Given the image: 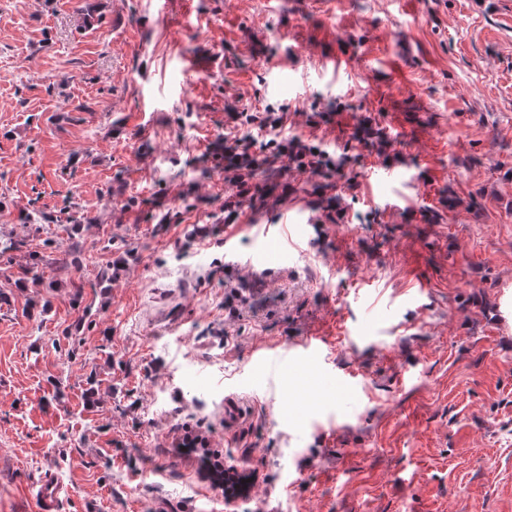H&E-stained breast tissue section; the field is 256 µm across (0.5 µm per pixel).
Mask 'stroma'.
<instances>
[{"instance_id": "obj_1", "label": "stroma", "mask_w": 512, "mask_h": 512, "mask_svg": "<svg viewBox=\"0 0 512 512\" xmlns=\"http://www.w3.org/2000/svg\"><path fill=\"white\" fill-rule=\"evenodd\" d=\"M238 94L340 161L344 219L289 177L265 269L213 157ZM0 236L27 243L0 258V512L48 475L62 512H512V0H0ZM391 300L402 330L347 348ZM311 334L362 391L264 390L256 348ZM208 460L248 495L225 507Z\"/></svg>"}]
</instances>
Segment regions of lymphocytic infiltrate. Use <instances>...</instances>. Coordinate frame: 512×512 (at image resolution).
<instances>
[{
    "label": "lymphocytic infiltrate",
    "instance_id": "lymphocytic-infiltrate-1",
    "mask_svg": "<svg viewBox=\"0 0 512 512\" xmlns=\"http://www.w3.org/2000/svg\"><path fill=\"white\" fill-rule=\"evenodd\" d=\"M288 124L285 109L249 105L229 107L224 122V222L238 223L244 214L245 201L260 200L270 210L284 207L287 194L274 193L257 180L259 172L268 170L281 176L294 173L307 177L317 195L329 190V173L336 168V159L319 144L297 135H281ZM269 132V139L252 144L239 135L242 127Z\"/></svg>",
    "mask_w": 512,
    "mask_h": 512
}]
</instances>
